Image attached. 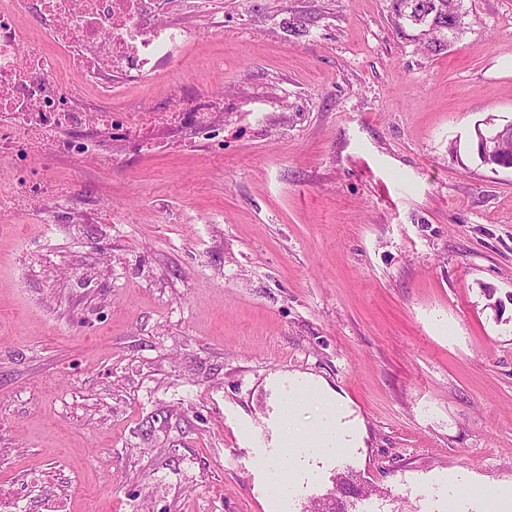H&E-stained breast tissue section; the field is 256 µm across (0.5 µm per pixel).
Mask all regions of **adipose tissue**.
<instances>
[{
  "instance_id": "ef3b65f1",
  "label": "adipose tissue",
  "mask_w": 512,
  "mask_h": 512,
  "mask_svg": "<svg viewBox=\"0 0 512 512\" xmlns=\"http://www.w3.org/2000/svg\"><path fill=\"white\" fill-rule=\"evenodd\" d=\"M287 401L280 425V445L294 449L299 456L330 458L350 443V433L342 417L343 407L335 392L323 384L306 379L289 380ZM320 411L317 422L308 428L301 420L309 408Z\"/></svg>"
}]
</instances>
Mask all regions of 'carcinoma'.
<instances>
[{"mask_svg": "<svg viewBox=\"0 0 512 512\" xmlns=\"http://www.w3.org/2000/svg\"><path fill=\"white\" fill-rule=\"evenodd\" d=\"M388 22L397 36L415 42L427 54L439 55L459 39L469 11L464 0H388ZM506 148L494 158L479 157L491 167L512 168V124L504 131ZM375 490L366 487L351 469L336 475L333 488L314 502L311 512H357L358 501Z\"/></svg>", "mask_w": 512, "mask_h": 512, "instance_id": "carcinoma-1", "label": "carcinoma"}]
</instances>
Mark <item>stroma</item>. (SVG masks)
<instances>
[{
    "instance_id": "obj_1",
    "label": "stroma",
    "mask_w": 512,
    "mask_h": 512,
    "mask_svg": "<svg viewBox=\"0 0 512 512\" xmlns=\"http://www.w3.org/2000/svg\"><path fill=\"white\" fill-rule=\"evenodd\" d=\"M433 56L385 0H218L167 85L224 96V154L60 179L110 208L0 226L8 512H302L357 471L384 512H485L512 484V0H465ZM224 67H209L212 57ZM504 299L487 306L486 289ZM336 394L357 445L267 493L282 383ZM485 129H482L480 125L475 128V134L478 138L479 146L482 149L483 154L487 156L496 155L502 149V136L506 138V148L502 149L499 153L500 156L486 159L479 154L476 146V153L483 165L491 167H506L512 168V124H506L508 127L501 135L498 126L494 123L492 117H488L483 121Z\"/></svg>"
}]
</instances>
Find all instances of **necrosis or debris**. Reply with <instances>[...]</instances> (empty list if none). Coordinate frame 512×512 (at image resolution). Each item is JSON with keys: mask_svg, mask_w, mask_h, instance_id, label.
Wrapping results in <instances>:
<instances>
[{"mask_svg": "<svg viewBox=\"0 0 512 512\" xmlns=\"http://www.w3.org/2000/svg\"><path fill=\"white\" fill-rule=\"evenodd\" d=\"M168 0H0V222L36 212L58 223L74 205L53 174L67 162L120 166L149 151L156 132H181L187 145L220 147L224 98L170 91L151 101L193 33L167 16ZM81 73L73 83L70 73ZM136 85L138 99L116 87ZM120 137L123 149L110 148Z\"/></svg>", "mask_w": 512, "mask_h": 512, "instance_id": "obj_1", "label": "necrosis or debris"}]
</instances>
